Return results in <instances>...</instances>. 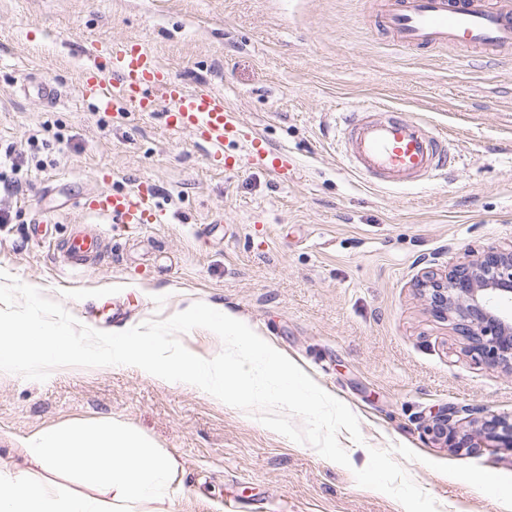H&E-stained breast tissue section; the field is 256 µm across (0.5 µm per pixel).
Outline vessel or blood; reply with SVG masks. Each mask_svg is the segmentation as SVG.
I'll return each instance as SVG.
<instances>
[{
	"mask_svg": "<svg viewBox=\"0 0 512 512\" xmlns=\"http://www.w3.org/2000/svg\"><path fill=\"white\" fill-rule=\"evenodd\" d=\"M382 22L394 44L413 50L430 47L475 49L495 56L512 52V0H378ZM89 63L80 96L100 112L162 114L175 133L197 136L209 158L232 171L245 165L277 179L293 175L296 163L285 150L271 148L245 127L223 93L187 88L174 79L142 41L99 42L87 50ZM338 144L346 166L385 187L415 184L448 166V142L429 126L394 108H357L338 113ZM236 144L240 154H226ZM85 209L116 224H163L167 217L142 184L127 191L103 188L86 197ZM62 248L70 263L85 264L103 249L100 232H78Z\"/></svg>",
	"mask_w": 512,
	"mask_h": 512,
	"instance_id": "1",
	"label": "vessel or blood"
}]
</instances>
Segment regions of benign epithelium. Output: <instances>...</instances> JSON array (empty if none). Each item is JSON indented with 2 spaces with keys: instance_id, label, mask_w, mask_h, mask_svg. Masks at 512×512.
<instances>
[{
  "instance_id": "obj_1",
  "label": "benign epithelium",
  "mask_w": 512,
  "mask_h": 512,
  "mask_svg": "<svg viewBox=\"0 0 512 512\" xmlns=\"http://www.w3.org/2000/svg\"><path fill=\"white\" fill-rule=\"evenodd\" d=\"M419 285L430 296L433 315L453 322L469 351L490 365L512 369V323L495 310L496 302L512 300V248L474 251L440 275H423ZM469 423L512 449V416L473 417ZM429 432L450 448L477 447L471 435L460 433L457 412L451 409L434 416Z\"/></svg>"
}]
</instances>
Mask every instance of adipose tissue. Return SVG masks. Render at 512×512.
I'll return each instance as SVG.
<instances>
[{
    "label": "adipose tissue",
    "mask_w": 512,
    "mask_h": 512,
    "mask_svg": "<svg viewBox=\"0 0 512 512\" xmlns=\"http://www.w3.org/2000/svg\"><path fill=\"white\" fill-rule=\"evenodd\" d=\"M28 466L0 468V512H167L175 463L141 433L109 421L73 422L22 442ZM73 474L84 493L59 495L33 471Z\"/></svg>",
    "instance_id": "adipose-tissue-1"
}]
</instances>
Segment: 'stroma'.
I'll list each match as a JSON object with an SVG mask.
<instances>
[{
	"label": "stroma",
	"instance_id": "obj_1",
	"mask_svg": "<svg viewBox=\"0 0 512 512\" xmlns=\"http://www.w3.org/2000/svg\"><path fill=\"white\" fill-rule=\"evenodd\" d=\"M137 39L189 87L222 92L243 123L298 169L288 181L224 170L162 117L116 119L79 96L86 41ZM47 81L56 100L26 91ZM384 105L447 137V174L398 188L351 172L334 116ZM0 270L82 325L121 332L195 302L234 314L358 417L365 442L415 453L402 466L438 512H506L433 463L512 476V450L437 443L447 408L512 414V371L463 349L415 283L470 249L512 246V54L406 51L376 25L374 0H0ZM147 183L170 221L128 226L77 197ZM99 230L108 249L73 267L62 243ZM144 433L177 463L173 512H403L349 466L255 415L132 366L61 367L46 381L0 373V466L18 443L74 420Z\"/></svg>",
	"mask_w": 512,
	"mask_h": 512
}]
</instances>
